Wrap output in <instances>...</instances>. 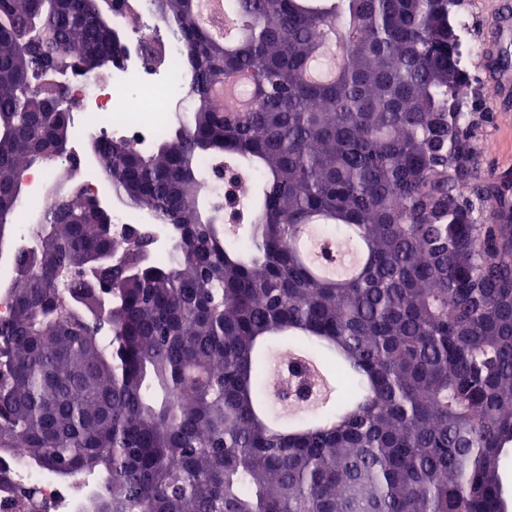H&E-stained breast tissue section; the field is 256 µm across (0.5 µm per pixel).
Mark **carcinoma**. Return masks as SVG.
<instances>
[{"instance_id": "cac0c4a2", "label": "carcinoma", "mask_w": 512, "mask_h": 512, "mask_svg": "<svg viewBox=\"0 0 512 512\" xmlns=\"http://www.w3.org/2000/svg\"><path fill=\"white\" fill-rule=\"evenodd\" d=\"M94 2L0 0V452L105 475L96 512H506L512 224L455 167L448 0H224L233 43L198 0H154L192 118L137 158L89 139L122 205L170 227L164 264L79 185L14 246L18 178L65 167L78 105L31 79L123 50ZM203 157L256 173L246 198L212 202Z\"/></svg>"}]
</instances>
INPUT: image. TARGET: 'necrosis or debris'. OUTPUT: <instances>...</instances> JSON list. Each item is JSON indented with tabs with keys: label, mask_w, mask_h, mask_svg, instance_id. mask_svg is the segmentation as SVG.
Returning <instances> with one entry per match:
<instances>
[{
	"label": "necrosis or debris",
	"mask_w": 512,
	"mask_h": 512,
	"mask_svg": "<svg viewBox=\"0 0 512 512\" xmlns=\"http://www.w3.org/2000/svg\"><path fill=\"white\" fill-rule=\"evenodd\" d=\"M151 0H113L112 21L126 28L129 42L121 60L102 78L84 79L75 94L84 103L73 118L77 137L88 132L153 141L166 130V108L186 92L173 77L181 57L176 37L156 34ZM154 43L162 52L161 66L147 64L142 51ZM0 470L10 477L0 488V512H76L86 490L76 481L64 482L32 467L23 451L0 457Z\"/></svg>",
	"instance_id": "obj_1"
}]
</instances>
